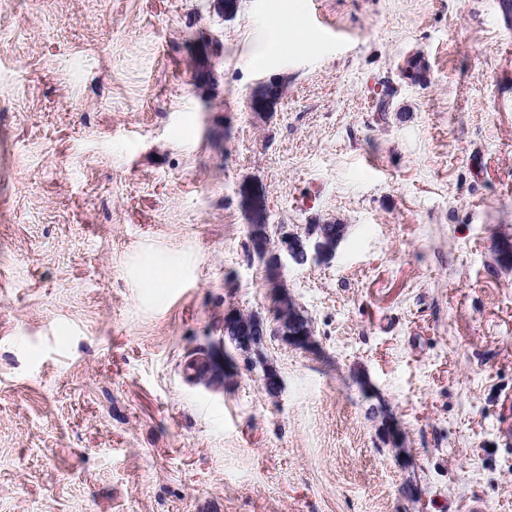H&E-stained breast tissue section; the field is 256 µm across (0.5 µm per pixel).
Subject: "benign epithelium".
<instances>
[{"instance_id": "obj_1", "label": "benign epithelium", "mask_w": 512, "mask_h": 512, "mask_svg": "<svg viewBox=\"0 0 512 512\" xmlns=\"http://www.w3.org/2000/svg\"><path fill=\"white\" fill-rule=\"evenodd\" d=\"M279 98V91L273 86H268L264 92L253 97L251 108L255 112H268L272 109ZM250 242L252 252L266 267L275 270L281 268L285 263L305 265L320 261L327 254L335 251L340 239L336 232L322 230L319 234L302 237L294 232H285L280 237V247L277 251L269 250L270 238L268 224H266V213L262 201L258 197L251 198L250 203ZM278 334L286 341L296 347H305L310 343L311 334L300 327V313L293 311L290 320L284 322L276 320ZM224 333L239 340L242 349L248 350L253 345L261 344L267 336V327L263 321H258L254 327L251 337L246 339L240 336L237 328V313L230 310L224 315Z\"/></svg>"}]
</instances>
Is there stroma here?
<instances>
[{
    "label": "stroma",
    "instance_id": "1",
    "mask_svg": "<svg viewBox=\"0 0 512 512\" xmlns=\"http://www.w3.org/2000/svg\"><path fill=\"white\" fill-rule=\"evenodd\" d=\"M503 3L0 0V512H512ZM250 203V242L252 252L266 267L275 270L281 268L285 262L296 265L319 262L327 254L335 251L340 239L336 234L344 231L342 224H324L316 237L312 234L304 238L294 232H285L280 237V247L276 252L269 251L270 238L268 224H266V213L259 197L251 198ZM279 302L282 308L288 306V309H293V316L287 323L277 319V327L274 330H278L277 334L286 339L289 344L296 347H306L310 343L311 333H306V328L300 327L299 317L301 314L286 299H281ZM237 313L234 310H229L224 315V333L228 336H235L242 345L243 350H248L253 347L254 344H261L267 336V327L262 320H257V325L254 327L250 339L243 338L240 336L239 329L237 328Z\"/></svg>",
    "mask_w": 512,
    "mask_h": 512
}]
</instances>
